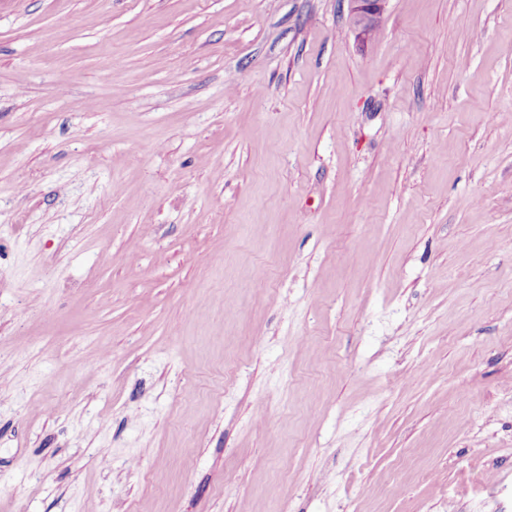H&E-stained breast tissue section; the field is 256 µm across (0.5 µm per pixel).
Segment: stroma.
<instances>
[{"label":"stroma","instance_id":"stroma-1","mask_svg":"<svg viewBox=\"0 0 512 512\" xmlns=\"http://www.w3.org/2000/svg\"><path fill=\"white\" fill-rule=\"evenodd\" d=\"M347 14L0 0V512H512V0ZM349 27L359 40L369 42L379 27L388 0H347Z\"/></svg>","mask_w":512,"mask_h":512}]
</instances>
